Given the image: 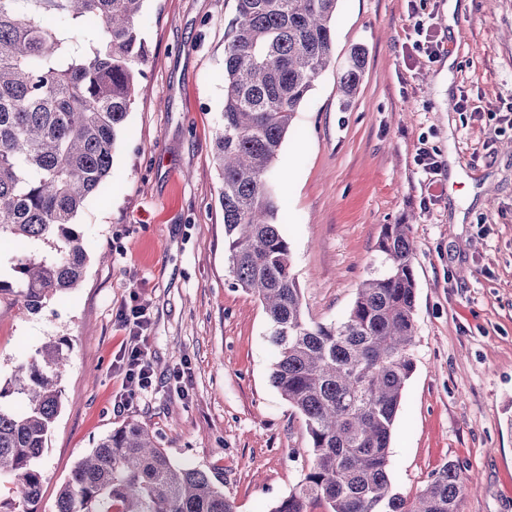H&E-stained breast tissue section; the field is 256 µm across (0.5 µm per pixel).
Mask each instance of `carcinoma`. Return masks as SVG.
<instances>
[{
	"label": "carcinoma",
	"mask_w": 512,
	"mask_h": 512,
	"mask_svg": "<svg viewBox=\"0 0 512 512\" xmlns=\"http://www.w3.org/2000/svg\"><path fill=\"white\" fill-rule=\"evenodd\" d=\"M144 0H0V241L53 253L14 258L19 312L77 288L87 254L75 217L107 182L150 50ZM224 34V108L213 142L234 285L263 305L277 351L271 382L303 418L312 463L271 512H461L467 489L445 464L414 497L392 490L389 445L414 370L416 281L410 225L388 224L383 270L339 321L306 320L292 255L277 223L270 174L295 114L334 61L340 0H235ZM351 50L348 98L364 68ZM21 362L2 402L0 512H36L40 459L61 406L68 357L58 343ZM57 512H235L205 471L174 463L159 436L130 416L72 468Z\"/></svg>",
	"instance_id": "obj_1"
}]
</instances>
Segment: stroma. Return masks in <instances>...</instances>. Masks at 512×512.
<instances>
[{"label": "stroma", "instance_id": "obj_1", "mask_svg": "<svg viewBox=\"0 0 512 512\" xmlns=\"http://www.w3.org/2000/svg\"><path fill=\"white\" fill-rule=\"evenodd\" d=\"M234 14L235 0H145L148 91L76 217L84 278L35 315L0 295V387L45 344L69 348L38 512H56L77 460L131 416L174 462L218 478L236 512H270L310 466L304 422L270 381L267 317L224 251L212 145ZM419 19L443 41L439 58L413 50ZM332 25L336 62L274 170L304 315L341 319L380 268L385 225H410L415 370L392 430V486L414 495L452 462L477 486L462 512H512V0H341ZM356 46L364 71L345 104L338 78ZM133 307L152 377L122 406L121 315Z\"/></svg>", "mask_w": 512, "mask_h": 512}]
</instances>
